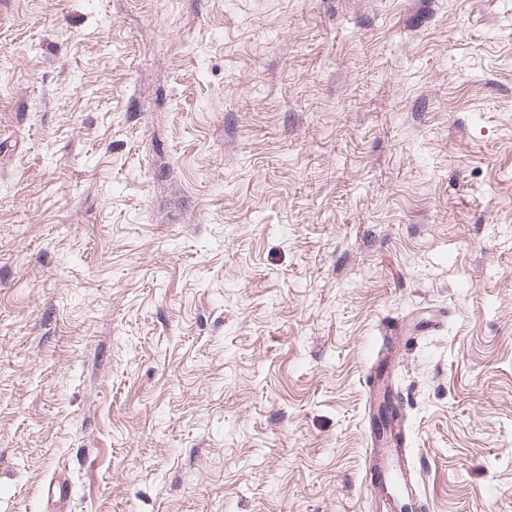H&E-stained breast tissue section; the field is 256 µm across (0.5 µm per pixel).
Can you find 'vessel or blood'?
I'll list each match as a JSON object with an SVG mask.
<instances>
[{"label": "vessel or blood", "instance_id": "1", "mask_svg": "<svg viewBox=\"0 0 512 512\" xmlns=\"http://www.w3.org/2000/svg\"><path fill=\"white\" fill-rule=\"evenodd\" d=\"M381 342L362 377L367 409L372 418L365 450L364 486L372 512H429L430 503L419 489L423 471L414 464L412 438L406 424V403L393 380V351L407 340L403 322L389 318L379 326Z\"/></svg>", "mask_w": 512, "mask_h": 512}]
</instances>
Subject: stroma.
I'll return each instance as SVG.
<instances>
[{
  "label": "stroma",
  "instance_id": "obj_1",
  "mask_svg": "<svg viewBox=\"0 0 512 512\" xmlns=\"http://www.w3.org/2000/svg\"><path fill=\"white\" fill-rule=\"evenodd\" d=\"M388 316L512 512V0H0V512H368Z\"/></svg>",
  "mask_w": 512,
  "mask_h": 512
}]
</instances>
